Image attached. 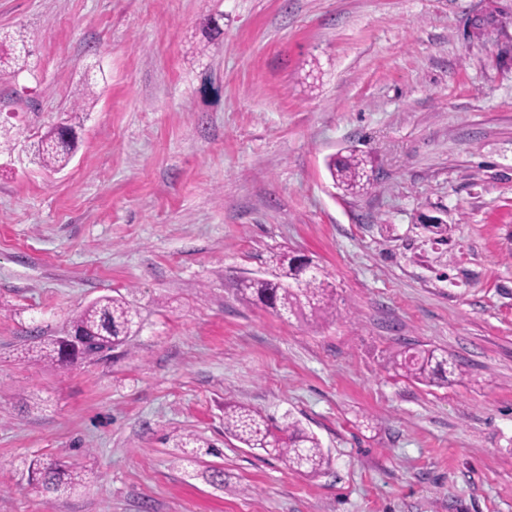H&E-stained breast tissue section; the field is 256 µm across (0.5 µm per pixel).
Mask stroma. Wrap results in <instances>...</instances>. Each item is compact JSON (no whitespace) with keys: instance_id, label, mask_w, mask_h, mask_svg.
<instances>
[{"instance_id":"obj_1","label":"stroma","mask_w":512,"mask_h":512,"mask_svg":"<svg viewBox=\"0 0 512 512\" xmlns=\"http://www.w3.org/2000/svg\"><path fill=\"white\" fill-rule=\"evenodd\" d=\"M5 31L33 53L0 72V512H512V0H0ZM64 121L56 171L33 144ZM350 148L357 197L325 165ZM281 250L335 317L241 296ZM104 296L135 336L41 358L34 329ZM408 348L463 374L408 379ZM228 402L329 468L225 435ZM36 460L78 484L31 485ZM332 156L327 162V168L334 186L342 189L346 194L356 195L371 185V177L368 172V156L348 150ZM224 433L248 448H258L309 477L320 475L330 463L321 442L297 420L276 425L244 404L224 406Z\"/></svg>"}]
</instances>
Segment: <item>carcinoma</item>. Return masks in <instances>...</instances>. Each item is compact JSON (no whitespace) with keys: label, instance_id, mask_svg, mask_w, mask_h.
I'll list each match as a JSON object with an SVG mask.
<instances>
[{"label":"carcinoma","instance_id":"cac0c4a2","mask_svg":"<svg viewBox=\"0 0 512 512\" xmlns=\"http://www.w3.org/2000/svg\"><path fill=\"white\" fill-rule=\"evenodd\" d=\"M31 55L29 41L18 33L9 37V53L0 55V70L17 66ZM75 150V139L68 138L60 126L49 129L37 144L39 160L48 168L65 167ZM368 156L354 150L329 158L327 168L333 184L349 195L368 189L371 177ZM271 277L248 278L239 283L238 291L256 298L285 317L307 309L312 316L336 312L334 286L319 265L286 252L270 257ZM139 329L137 312L124 300L105 297L76 314L68 334L74 336L73 350L62 346L59 338L46 343L44 357L61 362L68 356L105 357L123 345ZM403 376L419 383L431 384L459 370V364L445 352L435 349L405 351L394 361ZM224 433L248 448H258L284 461L288 467L309 477L320 475L330 463L329 455L313 433L296 420L276 425L261 412L244 404L224 406ZM31 478L49 493L74 486L77 476L62 464L29 465Z\"/></svg>","mask_w":512,"mask_h":512}]
</instances>
